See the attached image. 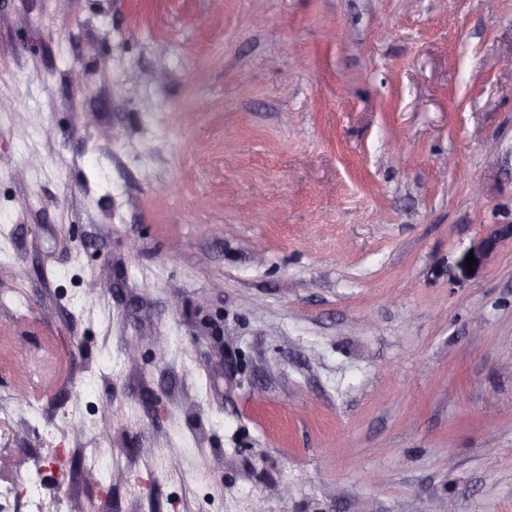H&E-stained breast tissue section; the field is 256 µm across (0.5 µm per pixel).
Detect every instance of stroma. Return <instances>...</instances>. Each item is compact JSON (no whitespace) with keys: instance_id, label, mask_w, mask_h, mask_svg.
Listing matches in <instances>:
<instances>
[{"instance_id":"stroma-1","label":"stroma","mask_w":512,"mask_h":512,"mask_svg":"<svg viewBox=\"0 0 512 512\" xmlns=\"http://www.w3.org/2000/svg\"><path fill=\"white\" fill-rule=\"evenodd\" d=\"M511 55L512 0H0V448L41 499L512 512V244L448 276L512 224ZM505 241L512 242V224H496L495 228L489 234L485 235L480 240L473 242L458 261L457 268L460 269L463 274L469 272L465 258L470 251H473V258L475 259V262L472 263L471 269H479L492 257L499 246Z\"/></svg>"}]
</instances>
